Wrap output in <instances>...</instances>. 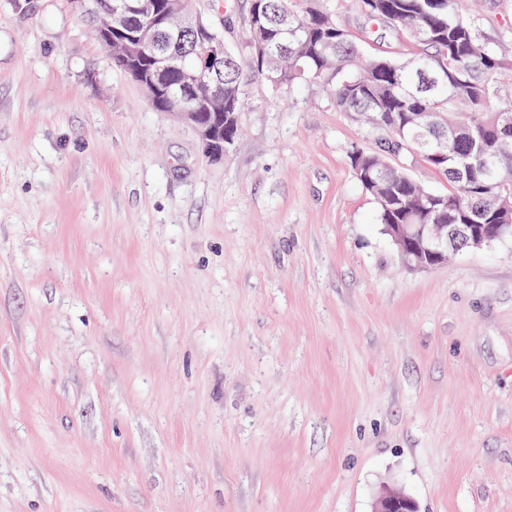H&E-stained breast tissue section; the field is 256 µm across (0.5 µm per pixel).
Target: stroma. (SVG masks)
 <instances>
[{
	"instance_id": "35a3bbf8",
	"label": "stroma",
	"mask_w": 512,
	"mask_h": 512,
	"mask_svg": "<svg viewBox=\"0 0 512 512\" xmlns=\"http://www.w3.org/2000/svg\"><path fill=\"white\" fill-rule=\"evenodd\" d=\"M193 6L246 55L250 0ZM460 7L512 58V0ZM243 98L208 163L70 0H0V512H512V239L405 267L350 163L380 131ZM374 512H419L416 502L405 493L386 488L380 494Z\"/></svg>"
}]
</instances>
